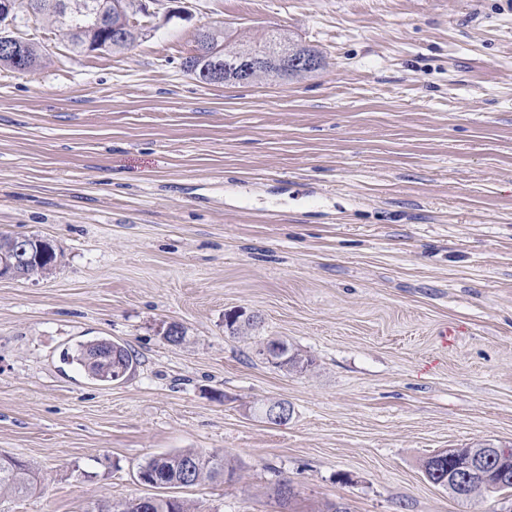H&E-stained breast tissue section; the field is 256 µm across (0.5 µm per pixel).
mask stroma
<instances>
[{
	"mask_svg": "<svg viewBox=\"0 0 512 512\" xmlns=\"http://www.w3.org/2000/svg\"><path fill=\"white\" fill-rule=\"evenodd\" d=\"M181 4L150 0L121 53L28 23L44 63L0 67V232L58 254L0 279V456L35 475L0 512L153 495L141 467L186 449L238 472L173 489L190 512H512L423 467L512 449V0ZM204 23L325 65L202 83L182 63ZM103 338L138 359L110 384L63 358ZM269 339L309 367L269 362ZM270 399L288 422L261 418ZM291 408L287 402L282 400H271L264 402L259 410L260 415L267 422L279 425L288 420Z\"/></svg>",
	"mask_w": 512,
	"mask_h": 512,
	"instance_id": "obj_1",
	"label": "stroma"
}]
</instances>
